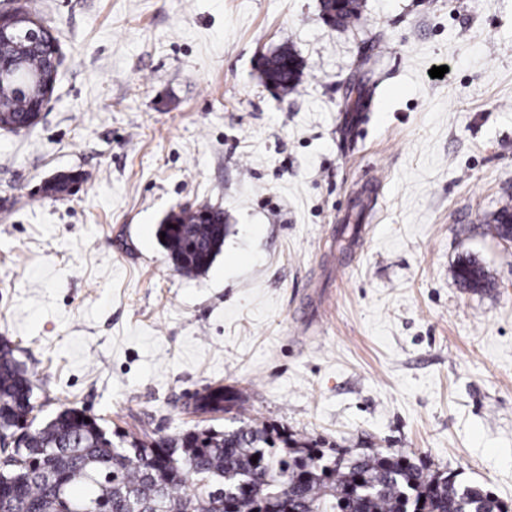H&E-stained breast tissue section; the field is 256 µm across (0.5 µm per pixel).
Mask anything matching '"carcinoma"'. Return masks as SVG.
<instances>
[{
    "label": "carcinoma",
    "instance_id": "cac0c4a2",
    "mask_svg": "<svg viewBox=\"0 0 512 512\" xmlns=\"http://www.w3.org/2000/svg\"><path fill=\"white\" fill-rule=\"evenodd\" d=\"M324 15L346 27L358 17L359 0L333 12L323 0ZM0 54L18 63L27 75L49 74L51 57L40 46ZM293 53L281 49L264 58V82L282 95L294 92L300 75ZM32 102L10 87H0V116L26 128ZM224 213L210 210L202 223L199 210H183L159 225L177 272L195 276L207 270L224 246ZM455 277L465 288L489 285L482 267L459 262ZM34 386L15 357L0 342V512H267L283 498L297 512H492L496 500L483 489L416 463L394 448L363 452L345 459L301 445L281 455L264 427L247 423L232 430H194L154 441L117 445L97 418L66 407L35 427ZM216 403L231 407V391L195 396V408L206 413ZM257 462H252L253 456ZM364 483H356L357 475ZM224 490V497L216 495Z\"/></svg>",
    "mask_w": 512,
    "mask_h": 512
}]
</instances>
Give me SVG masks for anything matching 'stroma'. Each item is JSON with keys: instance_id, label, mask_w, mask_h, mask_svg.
Returning a JSON list of instances; mask_svg holds the SVG:
<instances>
[{"instance_id": "35a3bbf8", "label": "stroma", "mask_w": 512, "mask_h": 512, "mask_svg": "<svg viewBox=\"0 0 512 512\" xmlns=\"http://www.w3.org/2000/svg\"><path fill=\"white\" fill-rule=\"evenodd\" d=\"M360 2L339 29L321 0H0L62 60L37 126L0 130V339L38 420L150 442L246 417L512 512V0ZM282 47L286 97L258 70ZM201 206L228 232L187 278L157 229ZM219 383L241 409L195 412ZM455 277L464 288H487L489 285L483 268L470 259L459 262L455 270Z\"/></svg>"}]
</instances>
